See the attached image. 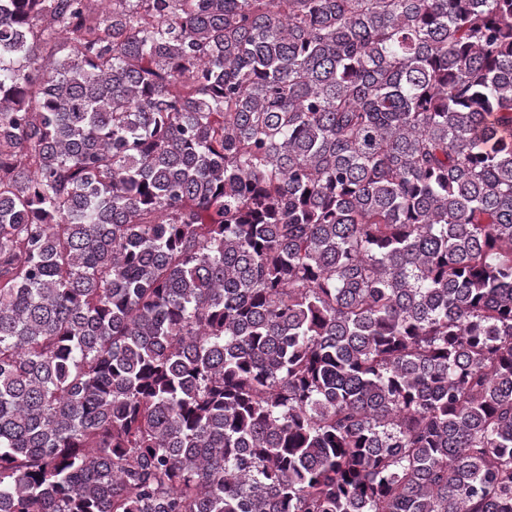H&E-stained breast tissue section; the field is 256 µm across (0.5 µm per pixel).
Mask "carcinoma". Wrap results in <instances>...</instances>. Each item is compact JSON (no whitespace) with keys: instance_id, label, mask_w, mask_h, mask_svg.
Listing matches in <instances>:
<instances>
[{"instance_id":"1","label":"carcinoma","mask_w":512,"mask_h":512,"mask_svg":"<svg viewBox=\"0 0 512 512\" xmlns=\"http://www.w3.org/2000/svg\"><path fill=\"white\" fill-rule=\"evenodd\" d=\"M0 512H512V0H0Z\"/></svg>"}]
</instances>
